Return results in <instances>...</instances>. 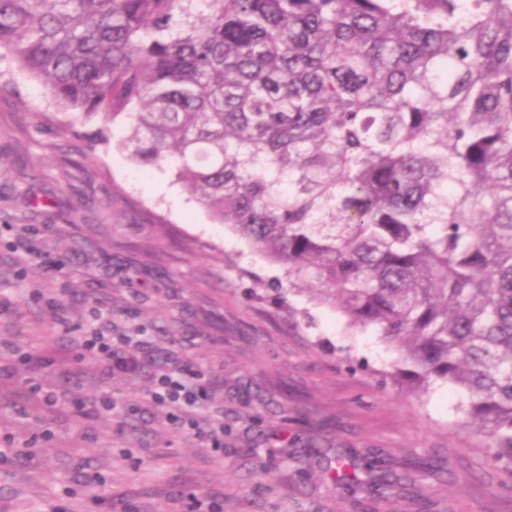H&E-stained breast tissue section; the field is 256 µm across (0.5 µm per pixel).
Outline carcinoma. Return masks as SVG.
<instances>
[{"label":"carcinoma","instance_id":"obj_1","mask_svg":"<svg viewBox=\"0 0 512 512\" xmlns=\"http://www.w3.org/2000/svg\"><path fill=\"white\" fill-rule=\"evenodd\" d=\"M2 50L512 465V0H0Z\"/></svg>","mask_w":512,"mask_h":512}]
</instances>
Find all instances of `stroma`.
<instances>
[{"instance_id": "obj_1", "label": "stroma", "mask_w": 512, "mask_h": 512, "mask_svg": "<svg viewBox=\"0 0 512 512\" xmlns=\"http://www.w3.org/2000/svg\"><path fill=\"white\" fill-rule=\"evenodd\" d=\"M122 134L0 56V512H512L461 392H403L374 329L291 289ZM93 330L118 357L138 337L136 369L86 354ZM163 369L205 385L199 409L152 402ZM369 451L412 489L326 476Z\"/></svg>"}]
</instances>
